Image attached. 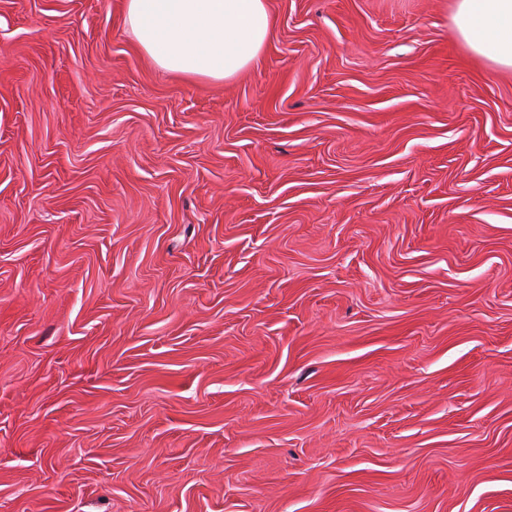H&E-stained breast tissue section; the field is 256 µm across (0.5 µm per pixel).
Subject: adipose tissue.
Segmentation results:
<instances>
[{
    "label": "adipose tissue",
    "instance_id": "obj_1",
    "mask_svg": "<svg viewBox=\"0 0 512 512\" xmlns=\"http://www.w3.org/2000/svg\"><path fill=\"white\" fill-rule=\"evenodd\" d=\"M453 21L468 51L512 69V0H456ZM124 23L161 70L218 80L249 68L273 27L266 0H126Z\"/></svg>",
    "mask_w": 512,
    "mask_h": 512
}]
</instances>
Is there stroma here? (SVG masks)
Instances as JSON below:
<instances>
[{
  "label": "stroma",
  "instance_id": "stroma-1",
  "mask_svg": "<svg viewBox=\"0 0 512 512\" xmlns=\"http://www.w3.org/2000/svg\"><path fill=\"white\" fill-rule=\"evenodd\" d=\"M267 5L215 80L0 0V512H512V70Z\"/></svg>",
  "mask_w": 512,
  "mask_h": 512
}]
</instances>
